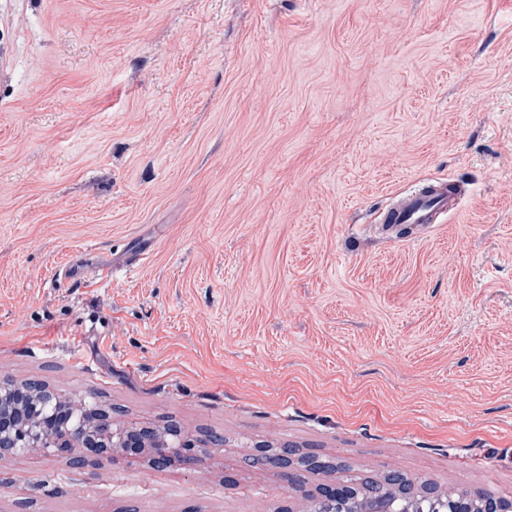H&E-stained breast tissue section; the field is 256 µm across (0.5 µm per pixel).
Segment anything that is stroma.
Returning <instances> with one entry per match:
<instances>
[{"mask_svg": "<svg viewBox=\"0 0 512 512\" xmlns=\"http://www.w3.org/2000/svg\"><path fill=\"white\" fill-rule=\"evenodd\" d=\"M443 178L439 223L383 224ZM28 380L224 445L5 456L0 512H290L264 445L335 461L312 497L397 470L512 501V0H0Z\"/></svg>", "mask_w": 512, "mask_h": 512, "instance_id": "obj_1", "label": "stroma"}]
</instances>
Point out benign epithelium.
Listing matches in <instances>:
<instances>
[{"label": "benign epithelium", "instance_id": "1", "mask_svg": "<svg viewBox=\"0 0 512 512\" xmlns=\"http://www.w3.org/2000/svg\"><path fill=\"white\" fill-rule=\"evenodd\" d=\"M37 399L51 400L53 396L36 387L22 390L0 386V457L36 452L77 460L81 449L123 453L130 448H151L150 463L162 468L175 459L193 463L214 443L212 439H187L175 426L158 431L117 425L106 412L91 406L80 395L57 401L48 415L36 408ZM254 462H268L287 470L294 466L323 471L335 468V463L314 455L293 459L272 448L259 450ZM450 507L451 512H512V502L506 508L493 499L483 500L481 506L460 499L450 503Z\"/></svg>", "mask_w": 512, "mask_h": 512}]
</instances>
